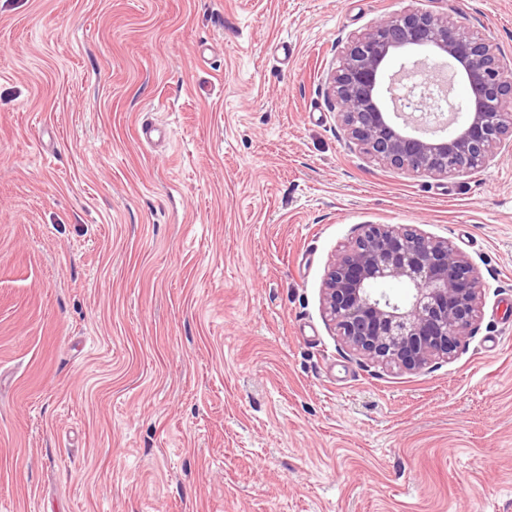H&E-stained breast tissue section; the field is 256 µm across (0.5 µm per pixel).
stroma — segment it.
<instances>
[{
    "label": "stroma",
    "instance_id": "1",
    "mask_svg": "<svg viewBox=\"0 0 512 512\" xmlns=\"http://www.w3.org/2000/svg\"><path fill=\"white\" fill-rule=\"evenodd\" d=\"M408 9L512 56V0H0V512H512V151L381 164L329 88ZM366 224L474 265L450 359L325 316Z\"/></svg>",
    "mask_w": 512,
    "mask_h": 512
}]
</instances>
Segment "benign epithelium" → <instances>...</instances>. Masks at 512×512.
<instances>
[{
    "label": "benign epithelium",
    "mask_w": 512,
    "mask_h": 512,
    "mask_svg": "<svg viewBox=\"0 0 512 512\" xmlns=\"http://www.w3.org/2000/svg\"><path fill=\"white\" fill-rule=\"evenodd\" d=\"M428 52L448 59L469 89L465 103L448 105L466 121L445 137L408 131L414 123H440L438 103L449 98L439 83L395 94L387 63L405 55L403 77L422 69L413 59ZM339 118L351 142L379 162L436 176L484 164L496 150L512 148V59L467 27L431 12L408 9L351 38L331 76ZM402 280L411 289L398 300L381 289ZM481 300L473 264L447 241L411 225L368 224L337 254L322 286L325 313L355 352L408 371L449 356L476 316Z\"/></svg>",
    "instance_id": "obj_1"
}]
</instances>
